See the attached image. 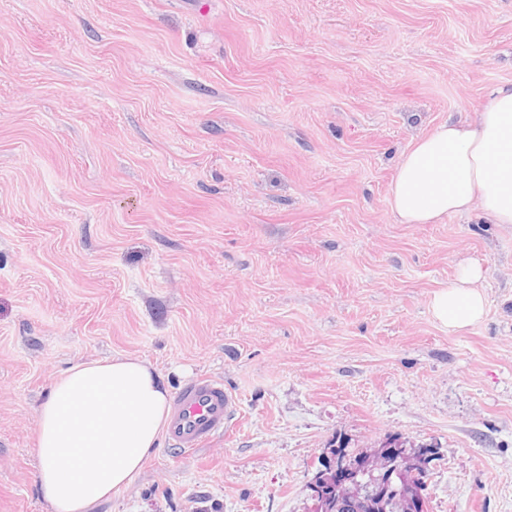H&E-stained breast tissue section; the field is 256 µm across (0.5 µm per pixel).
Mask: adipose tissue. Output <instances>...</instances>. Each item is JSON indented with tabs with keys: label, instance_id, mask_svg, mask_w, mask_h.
Returning <instances> with one entry per match:
<instances>
[{
	"label": "adipose tissue",
	"instance_id": "ef3b65f1",
	"mask_svg": "<svg viewBox=\"0 0 512 512\" xmlns=\"http://www.w3.org/2000/svg\"><path fill=\"white\" fill-rule=\"evenodd\" d=\"M403 224H435L474 212L512 224V85L494 89L474 120H451L413 140L389 196ZM482 265L464 264L434 292L433 318L460 330L485 313ZM39 491L50 512H92L126 487L157 448L169 390L145 360L118 355L77 364L56 378L38 407Z\"/></svg>",
	"mask_w": 512,
	"mask_h": 512
}]
</instances>
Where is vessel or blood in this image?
<instances>
[{
	"label": "vessel or blood",
	"instance_id": "obj_1",
	"mask_svg": "<svg viewBox=\"0 0 512 512\" xmlns=\"http://www.w3.org/2000/svg\"><path fill=\"white\" fill-rule=\"evenodd\" d=\"M235 411V398L222 382L196 377L175 393L165 437L173 450L190 453L224 433Z\"/></svg>",
	"mask_w": 512,
	"mask_h": 512
}]
</instances>
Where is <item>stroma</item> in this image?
<instances>
[{
    "instance_id": "35a3bbf8",
    "label": "stroma",
    "mask_w": 512,
    "mask_h": 512,
    "mask_svg": "<svg viewBox=\"0 0 512 512\" xmlns=\"http://www.w3.org/2000/svg\"><path fill=\"white\" fill-rule=\"evenodd\" d=\"M508 82L512 0H0V512H48L39 402L116 354L237 411L94 512H306L332 439L388 434L438 448L429 512H512V225L388 204ZM483 278L484 269L478 262L464 264L455 280L434 292L430 301L433 318L450 330L477 323L485 313V297L479 287Z\"/></svg>"
}]
</instances>
